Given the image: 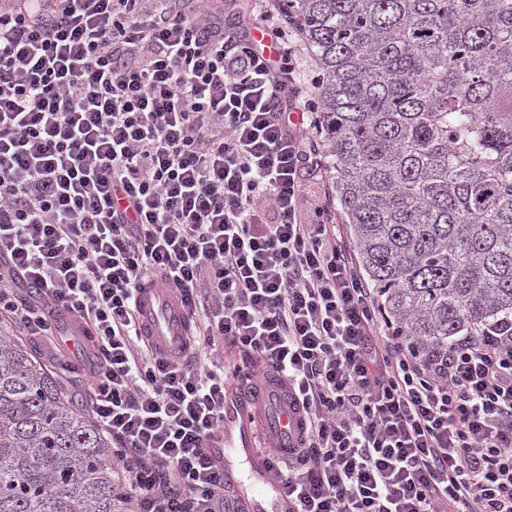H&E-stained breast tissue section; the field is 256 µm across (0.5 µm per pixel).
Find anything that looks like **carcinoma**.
<instances>
[{
  "instance_id": "carcinoma-1",
  "label": "carcinoma",
  "mask_w": 512,
  "mask_h": 512,
  "mask_svg": "<svg viewBox=\"0 0 512 512\" xmlns=\"http://www.w3.org/2000/svg\"><path fill=\"white\" fill-rule=\"evenodd\" d=\"M318 70L326 168L396 334L512 316V0H273ZM112 441L0 336V512H124Z\"/></svg>"
}]
</instances>
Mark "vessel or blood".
Instances as JSON below:
<instances>
[{
    "label": "vessel or blood",
    "instance_id": "1",
    "mask_svg": "<svg viewBox=\"0 0 512 512\" xmlns=\"http://www.w3.org/2000/svg\"><path fill=\"white\" fill-rule=\"evenodd\" d=\"M138 303L141 325L161 352L182 345L187 338V315L173 289L148 282L139 292ZM266 405L274 410L266 430L275 442L260 454L251 419ZM297 430L298 420L289 413L284 396L265 394L244 376L232 385L224 404V484L229 488L248 484L243 512H288V496L272 473L295 447Z\"/></svg>",
    "mask_w": 512,
    "mask_h": 512
}]
</instances>
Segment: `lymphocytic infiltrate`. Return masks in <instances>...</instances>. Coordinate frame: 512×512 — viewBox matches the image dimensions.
I'll return each mask as SVG.
<instances>
[{"label": "lymphocytic infiltrate", "instance_id": "1", "mask_svg": "<svg viewBox=\"0 0 512 512\" xmlns=\"http://www.w3.org/2000/svg\"><path fill=\"white\" fill-rule=\"evenodd\" d=\"M209 0H0V327L71 317L127 512H224L242 355L301 418L294 512H512V319L438 360L399 343L327 201L316 82ZM188 340L139 328L148 279Z\"/></svg>", "mask_w": 512, "mask_h": 512}]
</instances>
